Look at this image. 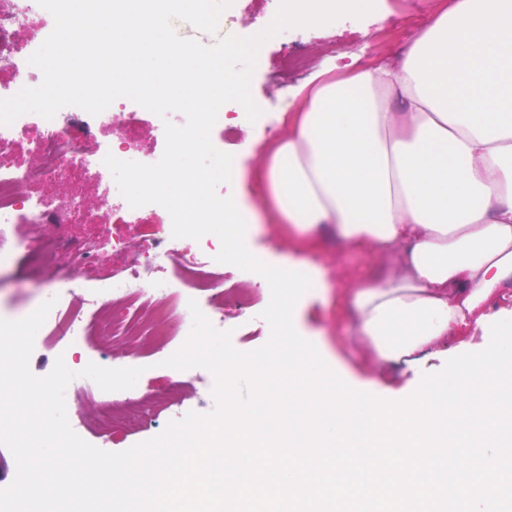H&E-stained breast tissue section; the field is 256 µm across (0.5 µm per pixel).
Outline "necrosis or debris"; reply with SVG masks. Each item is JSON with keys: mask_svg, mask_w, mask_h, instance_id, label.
<instances>
[{"mask_svg": "<svg viewBox=\"0 0 512 512\" xmlns=\"http://www.w3.org/2000/svg\"><path fill=\"white\" fill-rule=\"evenodd\" d=\"M54 28L52 15L37 0H0V69L11 70L18 85L0 84V98L42 81L41 71L28 63ZM183 125L182 113L143 121L128 99H116L98 115L76 106L60 109L53 119L27 113L12 125L0 126V232L18 224H96L100 230L87 237L61 235L52 243L36 245L32 236L15 237L11 247L0 248V273L10 269L18 256L37 254L50 266V287L44 299L54 306L38 330L34 345L59 342V353L77 376L67 394H83L99 400L95 428L131 433L157 421L171 408L168 395L152 402L141 399L138 388L106 392L83 377L87 364L85 344L95 335L119 338L136 351L139 336L151 333L155 351L172 355L177 340L189 336L193 318L188 303L197 300L215 328L224 326V309L255 307L257 299L239 283L227 280L224 266L216 262L220 242L208 234L192 248L172 235L168 211L151 204L130 207L120 194L106 155L124 161L153 164L163 155L158 138L165 122ZM26 148L31 163L18 160ZM95 174L94 198L72 194L57 199L47 185L72 177ZM150 212L143 220L142 212ZM124 225L134 226L136 239L119 234ZM119 260L111 277L92 283L81 281L77 269L91 266L104 255Z\"/></svg>", "mask_w": 512, "mask_h": 512, "instance_id": "4bbe7bcc", "label": "necrosis or debris"}]
</instances>
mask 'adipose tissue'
Wrapping results in <instances>:
<instances>
[{
  "label": "adipose tissue",
  "instance_id": "adipose-tissue-1",
  "mask_svg": "<svg viewBox=\"0 0 512 512\" xmlns=\"http://www.w3.org/2000/svg\"><path fill=\"white\" fill-rule=\"evenodd\" d=\"M267 155L279 220L385 268L352 286L370 367L454 355L512 278V0H456L402 59L321 80Z\"/></svg>",
  "mask_w": 512,
  "mask_h": 512
}]
</instances>
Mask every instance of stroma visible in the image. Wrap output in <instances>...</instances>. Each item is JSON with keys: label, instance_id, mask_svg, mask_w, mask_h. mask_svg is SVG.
<instances>
[{"label": "stroma", "instance_id": "35a3bbf8", "mask_svg": "<svg viewBox=\"0 0 512 512\" xmlns=\"http://www.w3.org/2000/svg\"><path fill=\"white\" fill-rule=\"evenodd\" d=\"M455 2L382 0L376 10L357 23L335 22L300 29L299 34L315 62L310 69L297 73L285 84L276 78L281 66L279 43H264L262 61L251 82L253 99L262 111H269L274 103L283 109L294 91L307 84L313 73L333 65L365 68L379 60L404 54L415 35L429 26L438 12ZM211 140L214 146L235 155L239 168L245 172L244 177L221 184L224 196L232 197L247 210L258 206L263 189L252 173L262 164L263 152L271 144V137L264 128L255 127L243 130L233 143H224L216 130L212 131ZM246 246L262 262L280 267L298 262L321 277V285L306 293L297 312V321L303 339L315 346L328 366L348 386L364 389L384 400L400 401L418 388L423 374L443 369L446 360L442 357L428 360L417 374L396 367L378 376L364 366L353 344L355 316L342 290L358 278L371 275L373 266L367 254L342 245L331 231L323 230L307 238L294 239L289 237L286 225L263 218L254 224ZM48 277V271L40 269L32 256L18 257L11 271L0 281V315L21 319L23 311L37 305L38 289ZM152 347L153 339L146 335L141 337L139 352L135 355L117 344L103 346L96 339L87 345L86 352L94 363L103 358L130 367H142L138 379L141 393H172L181 414H208L213 399L210 389L201 387L193 372L180 374L173 368L159 365L149 356Z\"/></svg>", "mask_w": 512, "mask_h": 512}]
</instances>
